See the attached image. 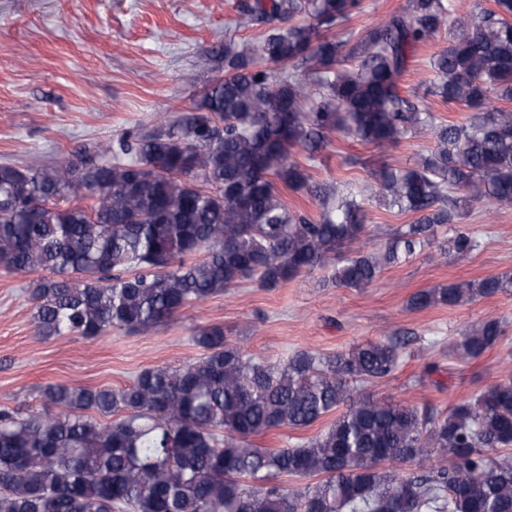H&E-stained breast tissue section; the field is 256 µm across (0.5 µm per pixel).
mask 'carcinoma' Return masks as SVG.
<instances>
[{
	"mask_svg": "<svg viewBox=\"0 0 512 512\" xmlns=\"http://www.w3.org/2000/svg\"><path fill=\"white\" fill-rule=\"evenodd\" d=\"M358 5L242 0L240 17L264 26L261 39H226L200 56L224 76L192 111L157 116L115 151L0 163V269L38 274L29 288L41 335L146 334L242 281L274 288L327 266L336 285L365 288L446 224L459 225L450 250L474 249L461 226L469 205L512 207V109L492 105L512 102V4L470 14L453 0H407L360 37L332 35ZM446 29L453 41L430 59L426 95L402 96L412 50ZM429 95L469 116L436 121ZM424 126L436 130L435 150L370 170L378 196L414 220L378 251L354 248L369 236L365 199L309 186L295 149L312 160L333 133L385 149ZM281 186L310 188L319 216L289 210ZM511 285L508 275L448 283L406 307L474 303ZM504 333L505 323L482 322L450 351L477 359ZM193 340L205 351L194 363L146 368L117 389L49 385L53 414L0 411V512H512V455L500 454L512 447V375L440 414L370 391L396 371L401 336L281 363L245 355L221 326ZM337 410L289 448L249 444ZM427 459L407 477L384 467ZM282 476L317 482L286 489Z\"/></svg>",
	"mask_w": 512,
	"mask_h": 512,
	"instance_id": "carcinoma-1",
	"label": "carcinoma"
}]
</instances>
